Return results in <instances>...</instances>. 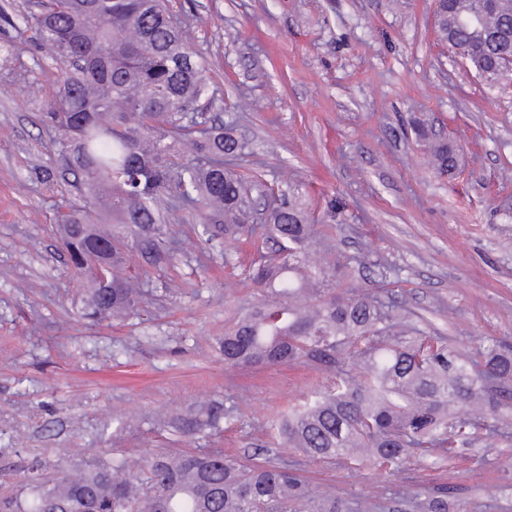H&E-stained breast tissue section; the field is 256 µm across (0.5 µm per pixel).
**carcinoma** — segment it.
<instances>
[{
    "mask_svg": "<svg viewBox=\"0 0 512 512\" xmlns=\"http://www.w3.org/2000/svg\"><path fill=\"white\" fill-rule=\"evenodd\" d=\"M498 39L484 59L512 47V0H499ZM44 59L58 72L55 101L43 122L69 147L66 171L81 202L60 215L74 273L87 281L86 316L124 320L138 313L144 282L129 273L125 230L148 261L162 253L160 200L195 212L206 241L224 232L269 238L278 251L254 262L250 278L264 300L224 333L232 367L309 363L321 384L269 424L280 447L314 463L368 461L390 473L411 457L465 445L479 429L509 436L502 408L512 397V355L494 345L483 360L458 355L445 336L408 328L396 306L350 289L331 294L309 269L314 225L278 190L267 223H249L244 178L232 168L245 145L211 114L217 99L168 0H43L22 17ZM190 144L192 158L179 148ZM434 165L453 170L443 142ZM236 417L213 405L179 422L183 436ZM421 512H448V493L418 500ZM0 512H355L348 502L312 491L288 466L248 465L222 448L158 451L132 462L96 456L48 477L28 464L19 490L0 497Z\"/></svg>",
    "mask_w": 512,
    "mask_h": 512,
    "instance_id": "obj_1",
    "label": "carcinoma"
}]
</instances>
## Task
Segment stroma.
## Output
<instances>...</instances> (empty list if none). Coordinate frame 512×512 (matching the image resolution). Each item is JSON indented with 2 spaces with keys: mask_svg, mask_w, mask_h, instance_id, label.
I'll return each mask as SVG.
<instances>
[{
  "mask_svg": "<svg viewBox=\"0 0 512 512\" xmlns=\"http://www.w3.org/2000/svg\"><path fill=\"white\" fill-rule=\"evenodd\" d=\"M187 18L233 133L242 172L288 184L316 227L336 290L387 294L416 325L463 354L512 350V80L488 85L443 45L433 0H171ZM0 0V466H74L102 453L221 448L288 464L313 489L378 512H413L407 494L448 492L449 512H512V440L479 433L447 456L391 474L317 464L278 447L265 421L321 382L305 364L230 369L217 338L261 299L257 241L198 237L150 268L138 315L93 322L86 283L62 251L56 212L80 195L61 138L39 122L56 71ZM445 140L456 171L431 163ZM237 418L219 433H178L177 415L214 403Z\"/></svg>",
  "mask_w": 512,
  "mask_h": 512,
  "instance_id": "stroma-1",
  "label": "stroma"
}]
</instances>
